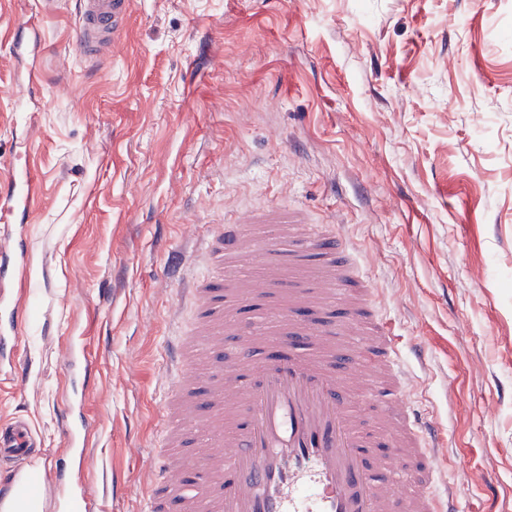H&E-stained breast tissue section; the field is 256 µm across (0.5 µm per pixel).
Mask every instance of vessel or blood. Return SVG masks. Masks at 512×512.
<instances>
[{"label":"vessel or blood","mask_w":512,"mask_h":512,"mask_svg":"<svg viewBox=\"0 0 512 512\" xmlns=\"http://www.w3.org/2000/svg\"><path fill=\"white\" fill-rule=\"evenodd\" d=\"M132 0H80L81 52L116 45ZM38 195L31 166L0 179V210L26 222ZM264 236H256L255 225ZM205 276L169 254L180 274L178 329L166 353L161 449L149 464L145 512H462L444 479L442 428L405 394L410 378L393 327L334 225L278 205L217 225L195 249ZM22 232L0 236V375L24 379L18 353L33 320ZM193 321L181 327V308ZM236 333L232 343L224 336ZM67 379H91L84 348L68 346ZM96 434L66 425L54 512L79 501L96 512L87 480ZM37 442L20 420L0 425V462Z\"/></svg>","instance_id":"b4317fda"}]
</instances>
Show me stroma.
Wrapping results in <instances>:
<instances>
[{
	"instance_id": "stroma-1",
	"label": "stroma",
	"mask_w": 512,
	"mask_h": 512,
	"mask_svg": "<svg viewBox=\"0 0 512 512\" xmlns=\"http://www.w3.org/2000/svg\"><path fill=\"white\" fill-rule=\"evenodd\" d=\"M133 2L114 56L88 65L78 0H0V35L33 13L42 39L27 102L0 43V157L37 172L29 274L51 327L29 332L22 386L0 380V421L26 419L41 444L27 467L56 466L82 337L97 512H143L178 292L167 255L280 204L354 243L410 398L448 433L464 512H512V0ZM66 357V379L68 381H72L79 371L83 375L84 383H88L93 375L94 366L88 360L84 347L76 348L72 344H69L66 351Z\"/></svg>"
}]
</instances>
